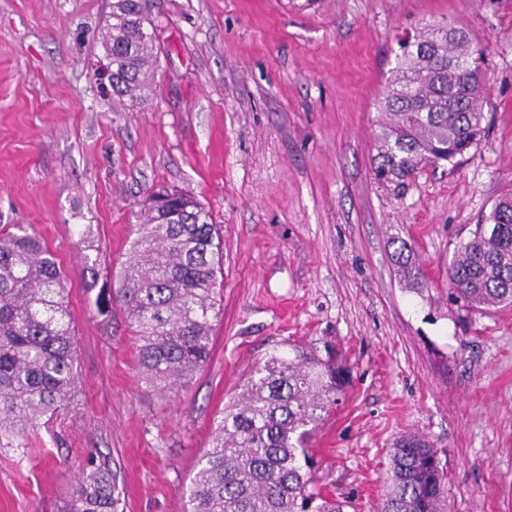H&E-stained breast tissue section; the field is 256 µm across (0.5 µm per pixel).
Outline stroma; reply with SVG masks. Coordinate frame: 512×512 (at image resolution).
<instances>
[{"mask_svg": "<svg viewBox=\"0 0 512 512\" xmlns=\"http://www.w3.org/2000/svg\"><path fill=\"white\" fill-rule=\"evenodd\" d=\"M144 0L154 80L129 108L95 64L112 0H0V226L34 225L67 277L77 397L26 449L0 446V512H59L97 450L123 512H185L224 405L256 362L324 338L351 385L312 440L314 485L371 512L388 451L428 438L450 512H512V306L457 300L448 262L512 187V0ZM448 22L482 50L488 126L397 192L372 176L398 40ZM161 185L219 224L210 359L165 398L144 383L117 287ZM404 241L421 285L404 287ZM97 259L86 277L83 255Z\"/></svg>", "mask_w": 512, "mask_h": 512, "instance_id": "stroma-1", "label": "stroma"}]
</instances>
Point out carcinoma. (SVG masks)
I'll use <instances>...</instances> for the list:
<instances>
[{
    "label": "carcinoma",
    "instance_id": "cac0c4a2",
    "mask_svg": "<svg viewBox=\"0 0 512 512\" xmlns=\"http://www.w3.org/2000/svg\"><path fill=\"white\" fill-rule=\"evenodd\" d=\"M150 22L141 0H115L102 47L112 51V95L134 98L150 84ZM429 24L411 37L378 101L375 179L398 186L426 165L452 163L475 147L487 123L483 64L466 34ZM217 225L191 196L150 194L117 290L102 289L95 312L120 306L137 341L142 378L168 397L207 364L217 307ZM406 244L396 263L417 279ZM448 275L463 304L512 305V188L454 250ZM66 279L39 236L0 228V443L24 438L74 400L76 337ZM351 367L319 339L268 353L224 407L211 448L191 481L188 512H348L352 504L311 488L309 443L346 394ZM427 438L406 434L390 450L375 512H448V475ZM117 473L88 453L61 512H120Z\"/></svg>",
    "mask_w": 512,
    "mask_h": 512
}]
</instances>
